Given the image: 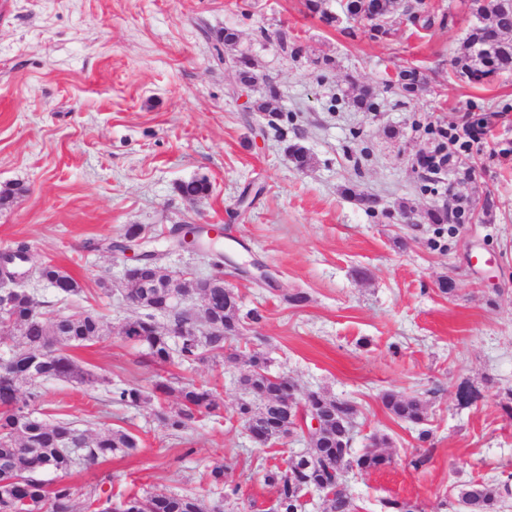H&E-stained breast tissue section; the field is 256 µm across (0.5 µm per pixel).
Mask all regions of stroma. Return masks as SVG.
<instances>
[{"mask_svg": "<svg viewBox=\"0 0 512 512\" xmlns=\"http://www.w3.org/2000/svg\"><path fill=\"white\" fill-rule=\"evenodd\" d=\"M425 9L435 16L429 29L407 21L373 39L356 20L353 37L327 26L305 0H0V189L28 188L0 206V252L27 246L25 288L52 310L94 312L104 329L71 352L96 386L48 379L21 384L19 397L45 421L90 436L123 429L139 441L128 455L45 473L50 486L71 488L76 512L107 490L116 502L197 493L204 512H271L275 491L259 462L308 442L300 432L259 448L245 434L240 361L256 350L299 393L356 406L355 451L373 434L389 437V464L345 476L357 512H385L388 499L462 512L463 484L512 474V72L484 85L461 77L452 61L469 0H427ZM226 27L254 63L252 88L213 55L209 36ZM283 33L301 58L281 51ZM409 66L429 82L413 99L394 86ZM269 82L281 94L276 111H254ZM358 84L372 87L374 111L352 106ZM439 127L472 128L470 176L421 166ZM292 144L309 152L307 169L294 167ZM194 178L212 191L191 202L177 187ZM251 186L263 192L247 205ZM353 189L377 197L374 211ZM453 194L468 203L464 220L420 221ZM132 224L172 276L223 274L244 315L231 342L239 360L157 366L120 336L141 310L106 245ZM181 224L223 227L219 255L176 248L170 231ZM44 262L73 276L78 294L60 301L37 277ZM261 269L269 282L257 280ZM444 278L453 294L441 292ZM298 291L307 300L295 305L288 297ZM158 381L209 384L224 405L176 433L158 419L175 397L111 401L118 388ZM464 382L481 394L469 406L456 396ZM386 390L425 401L423 425L394 419L380 401ZM220 464L216 487L208 474Z\"/></svg>", "mask_w": 512, "mask_h": 512, "instance_id": "stroma-1", "label": "stroma"}]
</instances>
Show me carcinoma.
<instances>
[{
	"label": "carcinoma",
	"instance_id": "cac0c4a2",
	"mask_svg": "<svg viewBox=\"0 0 512 512\" xmlns=\"http://www.w3.org/2000/svg\"><path fill=\"white\" fill-rule=\"evenodd\" d=\"M400 6V0H346L339 15L328 10L326 0H306L308 10L319 14L331 26L340 25L345 17L368 23L373 13L391 19ZM470 13L475 23L466 33L455 68L470 81L480 84L500 72L512 71V40L505 39L506 34L512 33V0H495L492 6L486 0H470ZM237 39L238 34L226 28L214 35L213 49L227 53L234 49ZM230 60L239 84H257L258 76L248 56L232 54ZM396 85L402 94L416 96L426 88L427 78L415 68L403 69ZM278 98L277 87L266 84L264 96L255 104L256 111H274L271 104ZM436 135L434 170L454 167L465 147L448 143V131L444 129L438 130ZM178 191L185 199L195 200L209 194L210 183L205 178L192 179L180 183ZM145 255L148 260L135 276L156 282L159 287L129 289L127 298L144 313L126 322L121 335L142 346L149 361L157 365L200 363L207 360L208 352L215 357L224 354L226 343L239 331L237 300L228 297L222 288L201 287L195 277L173 279L158 264L155 252L147 250ZM38 274L63 297L79 291L75 279L56 265L44 263ZM200 293L203 294L201 305L193 312L174 309L175 297L195 298ZM1 301L10 303V307L0 313V330L11 336L13 345L5 371L0 372V512H33L35 509L74 512L71 488L66 485L50 488L41 475L47 471L68 470L74 460V448L82 449L84 461L96 464L116 452L128 454L135 450L137 439L120 429L88 438L68 421L47 423L30 411L20 413L15 404L22 382L34 384L40 379L54 378L94 386L97 378L76 363L70 350L100 339L102 325L90 311L60 313L52 321L44 318L33 323L29 321L30 313L41 312L46 303L21 287L1 288ZM160 317L167 320V326H160ZM188 321L206 335L181 338L171 335L174 325ZM239 382L244 397L237 404L238 419L261 432L254 443L262 448L278 438L279 424L287 421L278 393L281 388H292L294 384L283 376L269 374L268 358L260 351L250 354ZM174 392L178 394V409L160 414L163 426L174 431L187 429L198 416L212 413L222 404L217 391L203 383H188L178 389L158 383L150 392L141 387L122 388L113 393L112 402L138 405L151 399L160 401ZM381 400L398 420L417 424L426 417L427 406L417 397L387 391ZM304 404L325 415L321 434L309 441L306 451L286 470L276 463H261L265 482L275 489L278 510L303 512L302 498L317 491L323 493L322 512H356L343 476L349 471H368L388 464V457L378 452V448L388 445L389 438L376 435L372 437L374 447L357 453L352 448L358 413L355 405L317 391L309 392ZM511 479L512 474L503 482H469L460 488L459 502L467 512H499L501 502L512 494ZM125 503L126 512H203L199 498L193 493L133 495Z\"/></svg>",
	"mask_w": 512,
	"mask_h": 512
}]
</instances>
